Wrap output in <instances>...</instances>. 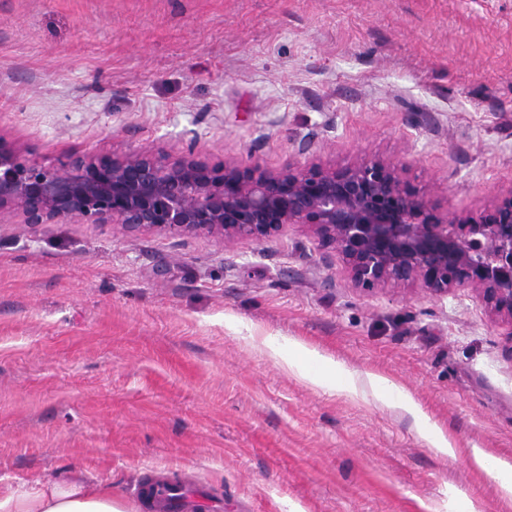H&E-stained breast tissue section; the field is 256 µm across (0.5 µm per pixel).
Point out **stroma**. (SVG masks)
<instances>
[{
    "label": "stroma",
    "mask_w": 512,
    "mask_h": 512,
    "mask_svg": "<svg viewBox=\"0 0 512 512\" xmlns=\"http://www.w3.org/2000/svg\"><path fill=\"white\" fill-rule=\"evenodd\" d=\"M0 136L53 167L192 139L269 170L379 155L476 210L512 188V0H0ZM269 336L356 392L311 387ZM475 448L512 467V328L471 289L352 288L299 226L227 243L0 213L1 492L80 476L135 506L184 471L224 512H512ZM265 344L275 359L310 386L329 392L355 393V374L343 364L301 345L286 351L275 337L267 338ZM309 361L317 363L321 370L315 371L306 366ZM374 384L379 398L384 401L393 400L415 416L420 429L427 437L432 448L438 453L448 456V458L456 457V448H454L450 439L439 427L431 423L429 418L422 414L408 393L402 392L395 383L386 378L375 377Z\"/></svg>",
    "instance_id": "obj_1"
}]
</instances>
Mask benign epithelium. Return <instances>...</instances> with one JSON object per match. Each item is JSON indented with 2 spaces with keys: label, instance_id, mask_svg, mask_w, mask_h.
I'll list each match as a JSON object with an SVG mask.
<instances>
[{
  "label": "benign epithelium",
  "instance_id": "1",
  "mask_svg": "<svg viewBox=\"0 0 512 512\" xmlns=\"http://www.w3.org/2000/svg\"><path fill=\"white\" fill-rule=\"evenodd\" d=\"M403 171L383 157L340 167L290 160L278 171L232 158L211 165L194 141L176 156L86 153L57 170L21 162L0 138V212L18 210L27 224L79 219L225 242H262L300 224L355 288H469L512 327V188L450 213Z\"/></svg>",
  "mask_w": 512,
  "mask_h": 512
}]
</instances>
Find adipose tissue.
I'll return each instance as SVG.
<instances>
[{
	"instance_id": "adipose-tissue-1",
	"label": "adipose tissue",
	"mask_w": 512,
	"mask_h": 512,
	"mask_svg": "<svg viewBox=\"0 0 512 512\" xmlns=\"http://www.w3.org/2000/svg\"><path fill=\"white\" fill-rule=\"evenodd\" d=\"M273 357L312 387L329 392L355 393L357 379L343 364L297 345L283 349L278 339L265 341ZM379 398L397 402L415 414L430 446L438 453L455 457L456 450L447 435L421 414L412 397L388 379L374 380ZM0 512H136L134 507L113 497L110 488L80 479L36 483L0 495Z\"/></svg>"
}]
</instances>
